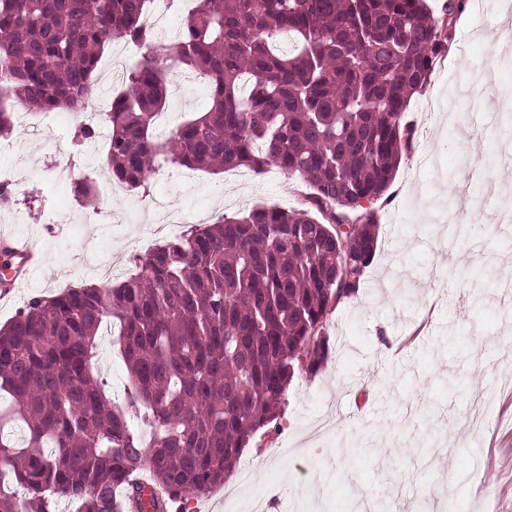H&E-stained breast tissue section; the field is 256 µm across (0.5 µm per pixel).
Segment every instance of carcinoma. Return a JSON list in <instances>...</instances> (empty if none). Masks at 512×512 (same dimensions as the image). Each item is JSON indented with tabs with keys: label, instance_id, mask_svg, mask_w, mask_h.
Masks as SVG:
<instances>
[{
	"label": "carcinoma",
	"instance_id": "obj_1",
	"mask_svg": "<svg viewBox=\"0 0 512 512\" xmlns=\"http://www.w3.org/2000/svg\"><path fill=\"white\" fill-rule=\"evenodd\" d=\"M159 0H0V91L21 108L82 112L105 47L140 56L112 97L107 168L129 190L155 168L306 184L302 208H253L193 225L131 260L117 284L35 295L0 327V512H168L209 494L276 422L295 372L328 363L325 320L358 292L377 248L411 98L448 48L464 0L437 20L424 0H194L178 40L145 20ZM286 36L296 43L275 45ZM178 70L210 107L155 133ZM315 210L321 218L311 217ZM119 322L126 405L94 371L102 324ZM153 428L144 442L131 415ZM23 426L18 445L3 425Z\"/></svg>",
	"mask_w": 512,
	"mask_h": 512
}]
</instances>
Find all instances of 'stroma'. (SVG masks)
<instances>
[{"mask_svg":"<svg viewBox=\"0 0 512 512\" xmlns=\"http://www.w3.org/2000/svg\"><path fill=\"white\" fill-rule=\"evenodd\" d=\"M512 34V0H467L452 40L437 59L427 87L412 97L404 121L411 131L387 193L371 203L378 218L374 261L359 290L328 315L333 344L323 372L298 374L273 431L258 432L234 472L187 512H224V497L260 494L267 512H347L353 499L370 512H418L424 492L436 508L454 512H512V227L498 209L512 197V123L484 124L503 89L512 88V56L493 36ZM105 57L116 73L98 71L103 97L124 87L138 59L122 42ZM159 119L172 128L202 111L200 82L169 79ZM74 126H41L37 136L16 129L0 143V166L28 187L0 211V235L34 241L41 262L0 297V325L34 294L51 295L100 282L99 266L121 281L134 255L151 249L160 232H182L169 213L192 218L243 213L257 206L298 207L307 192L278 168L258 176L246 169L213 174L166 166L147 192H106L107 145L75 152ZM479 159L497 185L468 183L466 162ZM70 161L76 178L97 174L85 206L69 183L55 178L53 161ZM124 213L121 224H89L87 207ZM118 325L104 324L96 369L116 402H124L125 369L112 346ZM404 342L388 351L385 339ZM484 423L471 431L472 400Z\"/></svg>","mask_w":512,"mask_h":512,"instance_id":"obj_1","label":"stroma"}]
</instances>
